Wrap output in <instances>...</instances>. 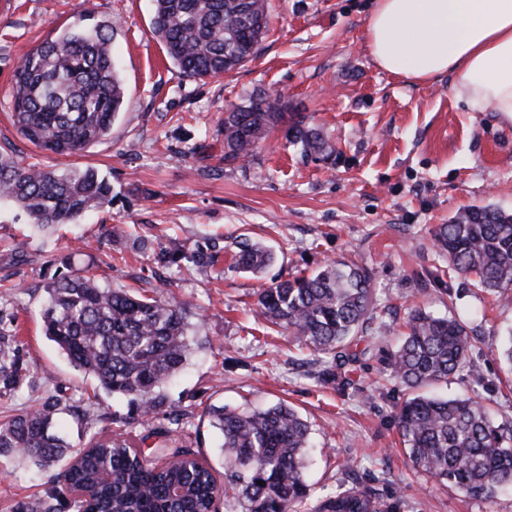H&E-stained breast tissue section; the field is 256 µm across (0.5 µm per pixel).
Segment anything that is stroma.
Here are the masks:
<instances>
[{"instance_id": "35a3bbf8", "label": "stroma", "mask_w": 512, "mask_h": 512, "mask_svg": "<svg viewBox=\"0 0 512 512\" xmlns=\"http://www.w3.org/2000/svg\"><path fill=\"white\" fill-rule=\"evenodd\" d=\"M268 3L270 30L257 56L198 80L178 74L153 35V0H0V151L42 167H92L112 185L111 205L49 235L0 202V349L20 375L16 384L0 377V423L53 400L54 426L72 449L122 428L132 448L187 447L220 474L209 408L282 401L311 425L312 498L343 483L371 490L391 512H512V488L472 499L413 469L394 419L402 388L374 355L396 341L384 325L402 324L411 308L460 316L492 382V407L512 422V371L499 358L512 303L449 272L433 245L436 226L467 207L512 212V127L492 111H467L450 77L415 83L379 69L365 48L372 0ZM87 14L117 23L112 48L125 104L109 137L64 158L17 131L12 75L31 49ZM260 93L281 104L286 120L253 156L226 162L224 114ZM297 116L335 145V166L287 141V121ZM246 238L276 255L263 280L334 260L374 269L382 310L368 332L374 352L348 366L345 380L326 379L324 355L255 318L261 280L232 265ZM199 251L216 254L212 269L196 270ZM164 252L178 253L177 262H162ZM74 269L112 289L191 304L194 353L150 417L99 388L45 336V287ZM55 475L0 457V512H21L37 497L76 512Z\"/></svg>"}]
</instances>
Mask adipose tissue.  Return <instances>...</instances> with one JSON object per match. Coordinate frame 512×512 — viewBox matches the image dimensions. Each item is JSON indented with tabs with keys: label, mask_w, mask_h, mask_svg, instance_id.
Masks as SVG:
<instances>
[{
	"label": "adipose tissue",
	"mask_w": 512,
	"mask_h": 512,
	"mask_svg": "<svg viewBox=\"0 0 512 512\" xmlns=\"http://www.w3.org/2000/svg\"><path fill=\"white\" fill-rule=\"evenodd\" d=\"M366 46L407 80L452 76L469 111L489 107L512 125V0H375Z\"/></svg>",
	"instance_id": "1"
}]
</instances>
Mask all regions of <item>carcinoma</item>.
Listing matches in <instances>:
<instances>
[{"mask_svg":"<svg viewBox=\"0 0 512 512\" xmlns=\"http://www.w3.org/2000/svg\"><path fill=\"white\" fill-rule=\"evenodd\" d=\"M267 0H155L153 33L180 75L203 80L238 69L257 53L267 32ZM116 23L100 20L63 29L16 66L11 89L19 133L32 144L72 155L107 137L124 104V87L112 58ZM284 113L262 96L224 113V161L251 156ZM287 139L302 153L334 162L336 149L302 119ZM0 199L22 209L40 227L78 224L112 202L110 184L92 168H40L0 152ZM450 269L476 287L512 298V213L472 206L433 234ZM274 261L266 246L237 243L233 265L258 277ZM374 270L336 261L311 273L263 283L256 307L267 325L331 359L336 369L370 352L360 347L377 318ZM42 321L46 336L75 367L99 385L129 398L149 416L165 401L162 388L186 365L191 350L189 305L106 288L97 276L73 270L47 285ZM400 344L383 357L389 376L405 389L395 421L415 469L444 487L489 499L512 486V424L498 423L481 391L489 380L473 356L467 323L416 307L404 322ZM465 371L473 394L436 398L424 389ZM57 404L0 424V454L13 453L43 468L66 461L58 481L89 489L99 512H214L217 479L205 462L183 469L187 448L169 453V467L138 460L118 435L90 441L67 456L70 445L51 431ZM224 458L227 512H387L371 493L343 484L308 502L306 460L310 425L284 402L263 410L209 411ZM107 468L109 480L101 478Z\"/></svg>","mask_w":512,"mask_h":512,"instance_id":"1","label":"carcinoma"}]
</instances>
